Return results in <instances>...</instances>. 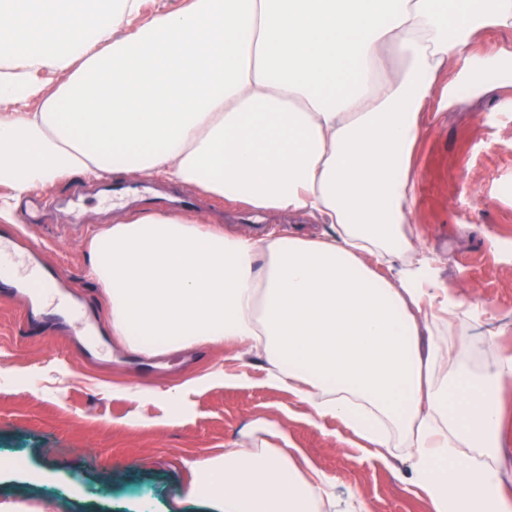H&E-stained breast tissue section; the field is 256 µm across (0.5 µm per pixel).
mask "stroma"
I'll list each match as a JSON object with an SVG mask.
<instances>
[{
	"instance_id": "stroma-1",
	"label": "stroma",
	"mask_w": 512,
	"mask_h": 512,
	"mask_svg": "<svg viewBox=\"0 0 512 512\" xmlns=\"http://www.w3.org/2000/svg\"><path fill=\"white\" fill-rule=\"evenodd\" d=\"M412 167L419 230L441 280L480 301L482 333L456 338L462 365L477 375L512 355V86L463 94L420 140ZM77 184L46 187L58 205L45 223L28 228L15 218L46 262L64 265L61 295L86 304L88 327L35 333L24 323L23 298L0 299V456L20 461L0 470V498L47 502L50 512H215L185 496L187 461L287 443L336 481L338 500L365 502L371 512H425L406 480L405 449L384 460L363 453L341 422L313 421L307 407L265 385L258 367L248 368V382L215 380L179 403L136 396L139 388L239 365L221 345L147 354L113 337L103 293L87 275V245L132 210L88 186L87 234L59 236ZM197 211L203 221L220 216L244 232L288 223L284 213L255 216L210 197Z\"/></svg>"
}]
</instances>
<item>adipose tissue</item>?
<instances>
[{"label": "adipose tissue", "mask_w": 512, "mask_h": 512, "mask_svg": "<svg viewBox=\"0 0 512 512\" xmlns=\"http://www.w3.org/2000/svg\"><path fill=\"white\" fill-rule=\"evenodd\" d=\"M81 2L0 0V223L36 188L132 176L320 224L256 237L144 211L93 235L88 275L126 348L257 358L316 418L408 449L427 512H512L484 463L512 356L476 377L440 334L472 328L476 306L422 244L410 168L433 91L445 112L512 86V48L474 49L512 31V0H190L136 27L142 0ZM46 70L61 82L39 81ZM187 467L188 496L220 512L336 503L335 482L281 448Z\"/></svg>", "instance_id": "1"}]
</instances>
